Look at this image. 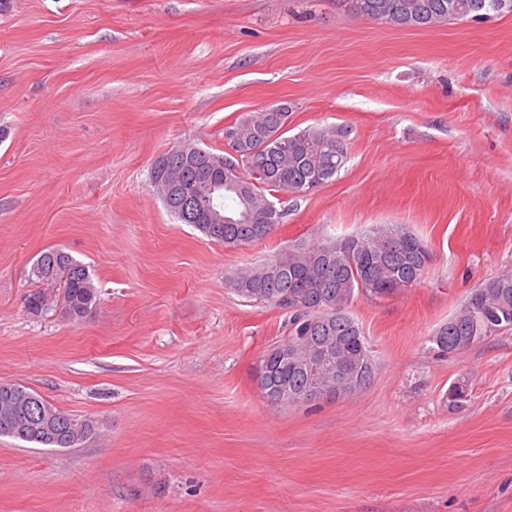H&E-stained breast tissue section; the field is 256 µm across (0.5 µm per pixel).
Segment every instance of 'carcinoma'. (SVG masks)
<instances>
[{
  "label": "carcinoma",
  "mask_w": 512,
  "mask_h": 512,
  "mask_svg": "<svg viewBox=\"0 0 512 512\" xmlns=\"http://www.w3.org/2000/svg\"><path fill=\"white\" fill-rule=\"evenodd\" d=\"M352 11L370 21L397 28H431L451 20L479 21L488 12H512V0H348ZM289 110L270 106L262 112H246L224 129V140L235 151L182 145L177 163L152 164L151 178L160 185L169 170L180 175L173 196L163 199L169 212L181 223L193 225L208 239L226 247H239L267 238L280 224L282 214L271 200L272 193H307L336 177L347 161L349 131L343 126H312L288 134ZM208 172L224 188L223 210L241 224L197 223L181 207L183 195H192L200 210L207 189L196 182L197 173ZM64 262L79 270L71 280L73 309L70 319L79 321L98 304L96 288L87 266L56 247L40 254L31 269L37 288L25 297L33 315L48 309L46 289L54 287L52 264ZM431 253L427 243L397 225L370 233L298 244L278 252L265 262L237 271L230 279L242 297L265 303L288 313V336L266 350L260 359L264 396L272 402L299 403L315 381L333 397L349 395L371 380L374 365L363 332L350 315L355 296L385 298L407 284L419 281ZM512 330V273L487 281L476 289L447 323L430 337L438 352L458 354L474 343ZM359 377L350 388L342 386V367ZM22 397L39 399L35 409L19 403L0 407V436L43 448H75L93 437L97 422L77 418L19 383L1 382ZM449 404L460 406L469 395L466 379L450 386ZM57 423L58 440L44 438L38 426Z\"/></svg>",
  "instance_id": "carcinoma-1"
}]
</instances>
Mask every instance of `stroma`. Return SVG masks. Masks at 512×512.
Listing matches in <instances>:
<instances>
[{"instance_id": "obj_1", "label": "stroma", "mask_w": 512, "mask_h": 512, "mask_svg": "<svg viewBox=\"0 0 512 512\" xmlns=\"http://www.w3.org/2000/svg\"><path fill=\"white\" fill-rule=\"evenodd\" d=\"M272 105L293 134L346 127L341 172L276 194L280 224L250 245L178 222L153 160L224 148ZM1 130L0 381L99 434L59 450L0 437V512H512V332L451 355L429 342L512 273V13L421 29L346 0H10ZM380 224L432 260L412 287L354 300L370 384L269 401L257 367L288 314L229 275ZM56 245L100 290L76 322L25 309Z\"/></svg>"}]
</instances>
